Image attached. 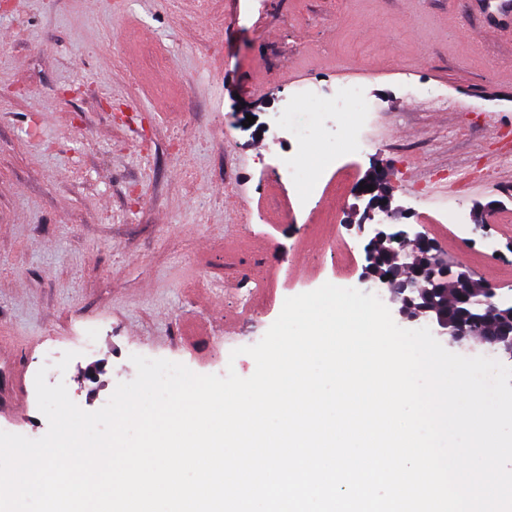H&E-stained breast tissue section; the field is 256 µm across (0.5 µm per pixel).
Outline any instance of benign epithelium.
Masks as SVG:
<instances>
[{"label":"benign epithelium","mask_w":512,"mask_h":512,"mask_svg":"<svg viewBox=\"0 0 512 512\" xmlns=\"http://www.w3.org/2000/svg\"><path fill=\"white\" fill-rule=\"evenodd\" d=\"M361 183L365 189L355 188L354 197L366 202L365 209L355 210L361 214L357 221H351L348 228L362 235L366 232V221L372 222V238L370 247L366 251L368 265L365 267L364 281L380 283L389 290L391 300L400 302L398 314L403 321L424 322L431 327L432 333L448 339L450 345H462L474 342L472 333L466 323L454 326L448 323V318L437 314L436 309L428 303L441 281L451 280L459 286L465 285L469 294L464 301L473 305H488L498 315L507 314L512 317V305L499 302L495 289L476 279V273L466 264L459 261H449L440 256L437 245L424 234L404 231L412 236L415 247L432 252L434 261L423 267L410 259L413 252H396L387 249L388 255L400 274L393 279H382L373 274V268L379 257L378 248L393 242L391 234L387 233L385 221L395 216L397 209L392 207V189L388 186L386 172L373 171L362 178ZM374 186V190H366V186ZM383 215V219L375 221V215ZM481 345L503 350L512 357V322L505 325L494 321H487Z\"/></svg>","instance_id":"1"}]
</instances>
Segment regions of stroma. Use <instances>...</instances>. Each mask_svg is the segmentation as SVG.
Here are the masks:
<instances>
[{
	"label": "stroma",
	"instance_id": "35a3bbf8",
	"mask_svg": "<svg viewBox=\"0 0 512 512\" xmlns=\"http://www.w3.org/2000/svg\"><path fill=\"white\" fill-rule=\"evenodd\" d=\"M481 25L469 0H0V336L21 348L24 380L10 398L0 387V430L46 433L32 381L47 358L89 412L134 379V354L246 378L255 362L234 349L287 297L360 283L369 240L346 228L352 196L325 192L273 223L263 157L309 148L358 180L385 168L397 223L428 234L447 217L443 256L512 299V46L474 43ZM151 43L179 111L136 75ZM312 80L364 86L377 111L363 153L348 152L359 114L322 104L297 105L316 126L306 144L274 140L283 97ZM331 233L355 250L347 276L331 273ZM490 234L505 260L481 258ZM240 237L282 283L251 321L224 282L194 286ZM186 318L208 336L185 341Z\"/></svg>",
	"mask_w": 512,
	"mask_h": 512
}]
</instances>
